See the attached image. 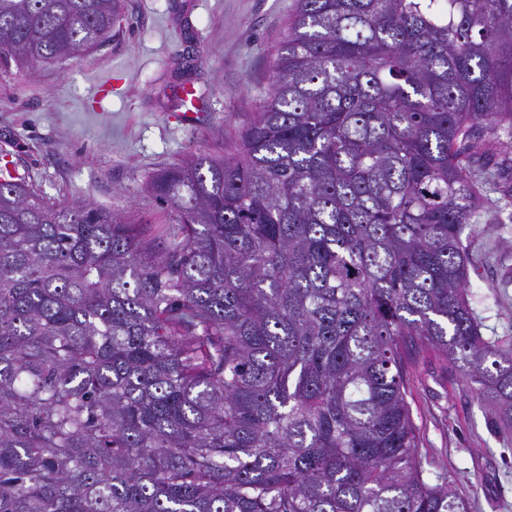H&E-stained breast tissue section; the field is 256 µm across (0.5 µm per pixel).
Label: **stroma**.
Instances as JSON below:
<instances>
[{"instance_id":"1","label":"stroma","mask_w":512,"mask_h":512,"mask_svg":"<svg viewBox=\"0 0 512 512\" xmlns=\"http://www.w3.org/2000/svg\"><path fill=\"white\" fill-rule=\"evenodd\" d=\"M296 0H125L97 50L35 72L0 69V167L47 200L88 201L155 238L176 212L148 184L197 155L223 156L271 83ZM197 116L185 122L179 91ZM470 239L467 293L484 336L512 341V205L482 190ZM407 400L428 472H444L472 512H512V432L454 364L431 356Z\"/></svg>"}]
</instances>
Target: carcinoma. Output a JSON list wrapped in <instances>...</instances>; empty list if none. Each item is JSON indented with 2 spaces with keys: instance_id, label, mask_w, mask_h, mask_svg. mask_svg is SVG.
I'll list each match as a JSON object with an SVG mask.
<instances>
[{
  "instance_id": "cac0c4a2",
  "label": "carcinoma",
  "mask_w": 512,
  "mask_h": 512,
  "mask_svg": "<svg viewBox=\"0 0 512 512\" xmlns=\"http://www.w3.org/2000/svg\"><path fill=\"white\" fill-rule=\"evenodd\" d=\"M123 0H0V67L101 47ZM512 0H296L223 157L149 188L166 247L0 178V512H471L424 477L419 359L512 430L466 294L512 175Z\"/></svg>"
}]
</instances>
